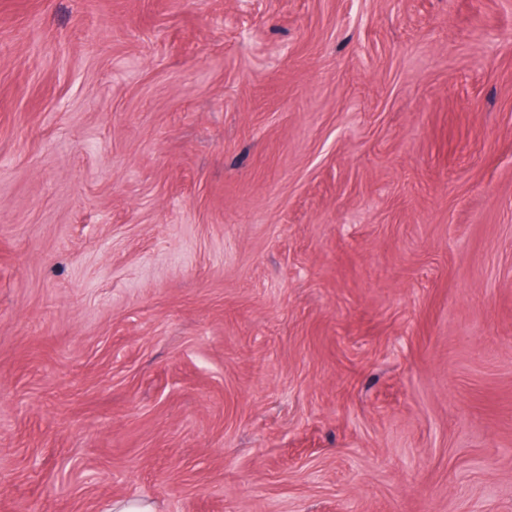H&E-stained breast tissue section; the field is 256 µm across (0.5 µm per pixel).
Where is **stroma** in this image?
<instances>
[{"label":"stroma","mask_w":512,"mask_h":512,"mask_svg":"<svg viewBox=\"0 0 512 512\" xmlns=\"http://www.w3.org/2000/svg\"><path fill=\"white\" fill-rule=\"evenodd\" d=\"M512 512V0H0V512Z\"/></svg>","instance_id":"35a3bbf8"}]
</instances>
